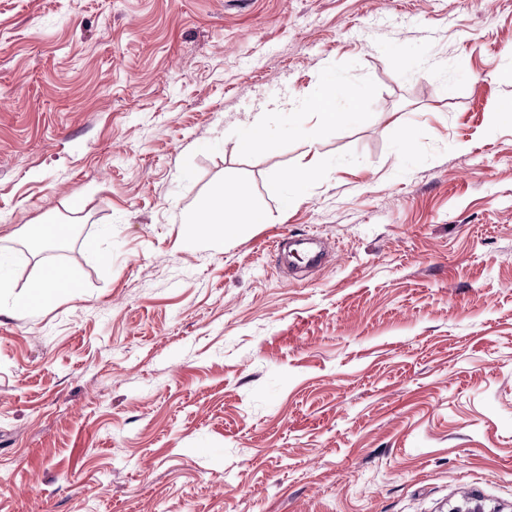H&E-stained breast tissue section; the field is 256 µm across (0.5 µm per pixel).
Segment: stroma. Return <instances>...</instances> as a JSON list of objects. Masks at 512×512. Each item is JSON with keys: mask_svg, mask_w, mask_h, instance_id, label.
I'll return each mask as SVG.
<instances>
[{"mask_svg": "<svg viewBox=\"0 0 512 512\" xmlns=\"http://www.w3.org/2000/svg\"><path fill=\"white\" fill-rule=\"evenodd\" d=\"M508 70L512 0H0L14 293L76 227L0 299V512H512ZM310 110L319 114L325 123L336 126L342 120L341 112H336V93L330 87L325 86L321 91L308 101ZM278 108L276 105L271 110L264 108L249 115L242 125L238 139L241 151L251 153L267 149L271 145L269 116L270 111ZM213 207L200 212L198 216L190 220V239H205L219 232L223 237L233 236L242 223L261 224L266 218L261 212L252 208L245 194H239L234 208L224 207V193L212 197ZM75 225L60 224L59 222H47L46 224L35 225L32 235H36L46 248H51L63 241L68 240L74 231ZM74 285L75 277L69 268L47 264L43 266L41 275L27 287L25 293L14 296L13 304L16 309L27 312L53 300L60 290L74 288Z\"/></svg>", "mask_w": 512, "mask_h": 512, "instance_id": "35a3bbf8", "label": "stroma"}]
</instances>
